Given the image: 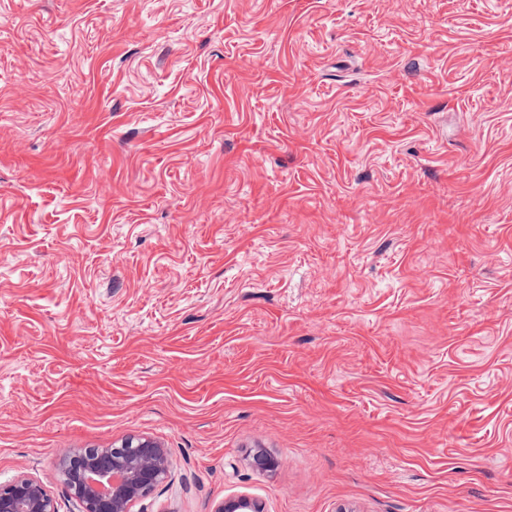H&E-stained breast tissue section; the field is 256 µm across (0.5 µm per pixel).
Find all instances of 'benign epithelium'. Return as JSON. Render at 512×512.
Masks as SVG:
<instances>
[{"label":"benign epithelium","instance_id":"benign-epithelium-1","mask_svg":"<svg viewBox=\"0 0 512 512\" xmlns=\"http://www.w3.org/2000/svg\"><path fill=\"white\" fill-rule=\"evenodd\" d=\"M173 471L169 449L146 435L120 444L72 448L59 460L62 482L78 512H135ZM0 512H59L53 494L36 478L20 475L0 484ZM211 512H262L245 497L222 499Z\"/></svg>","mask_w":512,"mask_h":512}]
</instances>
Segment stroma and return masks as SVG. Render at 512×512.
<instances>
[{
  "label": "stroma",
  "mask_w": 512,
  "mask_h": 512,
  "mask_svg": "<svg viewBox=\"0 0 512 512\" xmlns=\"http://www.w3.org/2000/svg\"><path fill=\"white\" fill-rule=\"evenodd\" d=\"M136 435L135 512H512V0H0V483Z\"/></svg>",
  "instance_id": "35a3bbf8"
}]
</instances>
